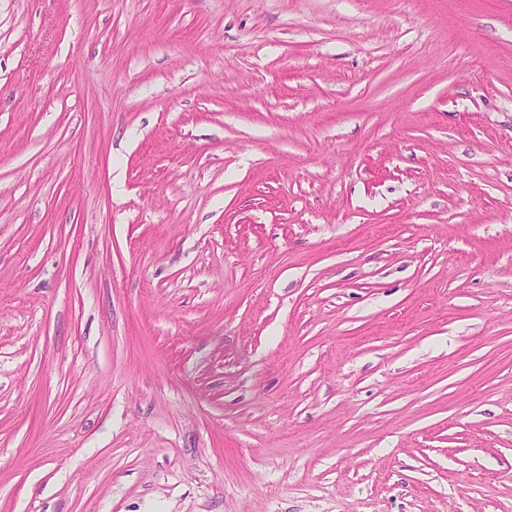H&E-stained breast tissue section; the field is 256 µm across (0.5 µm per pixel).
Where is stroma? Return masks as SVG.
Returning a JSON list of instances; mask_svg holds the SVG:
<instances>
[{
  "mask_svg": "<svg viewBox=\"0 0 512 512\" xmlns=\"http://www.w3.org/2000/svg\"><path fill=\"white\" fill-rule=\"evenodd\" d=\"M0 512H512V0H0Z\"/></svg>",
  "mask_w": 512,
  "mask_h": 512,
  "instance_id": "1",
  "label": "stroma"
}]
</instances>
